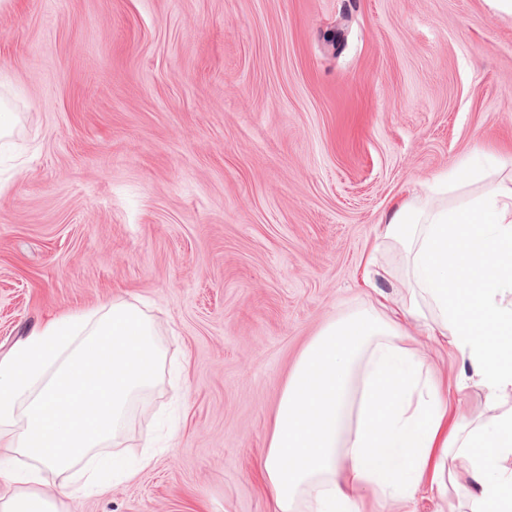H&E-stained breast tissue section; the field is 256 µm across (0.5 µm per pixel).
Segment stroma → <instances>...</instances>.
<instances>
[{
    "label": "stroma",
    "mask_w": 512,
    "mask_h": 512,
    "mask_svg": "<svg viewBox=\"0 0 512 512\" xmlns=\"http://www.w3.org/2000/svg\"><path fill=\"white\" fill-rule=\"evenodd\" d=\"M0 356L121 294L164 353L115 450L173 447L70 512H273L281 393L330 321L404 288L400 194L512 152V16L486 0H0ZM377 254L386 276L369 274ZM450 413L484 396L411 328ZM361 512H448L433 488Z\"/></svg>",
    "instance_id": "35a3bbf8"
}]
</instances>
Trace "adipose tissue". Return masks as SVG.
I'll use <instances>...</instances> for the list:
<instances>
[{"label":"adipose tissue","mask_w":512,"mask_h":512,"mask_svg":"<svg viewBox=\"0 0 512 512\" xmlns=\"http://www.w3.org/2000/svg\"><path fill=\"white\" fill-rule=\"evenodd\" d=\"M402 251L408 287L396 310L328 323L285 385L264 477L274 512H359L365 492L403 502L452 486L448 512H512V177L494 157L450 168L429 193L395 203L377 227ZM444 337L473 369L485 414L446 429L429 363L403 346L406 326ZM152 319L123 295L47 319L0 357V512H65L98 466L74 463L118 438L133 399L157 380ZM58 474L47 484L45 472Z\"/></svg>","instance_id":"adipose-tissue-1"}]
</instances>
